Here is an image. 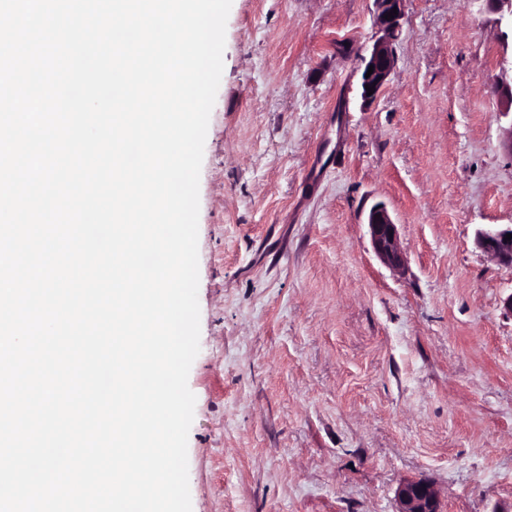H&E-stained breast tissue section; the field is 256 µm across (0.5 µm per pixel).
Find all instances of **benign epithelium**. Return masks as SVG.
Segmentation results:
<instances>
[{"label":"benign epithelium","mask_w":512,"mask_h":512,"mask_svg":"<svg viewBox=\"0 0 512 512\" xmlns=\"http://www.w3.org/2000/svg\"><path fill=\"white\" fill-rule=\"evenodd\" d=\"M376 13L374 25L379 36L375 39L369 53L361 57L359 95L362 104L369 106L380 96L395 65L393 42L402 30L404 0H374ZM487 6L499 15V20L512 30V0H483ZM397 9V15L390 20L384 15ZM373 73H368L369 67ZM375 91L367 95L366 86ZM366 224L374 251L387 266L399 269L404 265V257L398 240L397 224L389 211L381 204L374 205L368 212ZM512 225L499 228H481L476 234L477 245L499 262L512 267ZM399 510L397 512H440V503L436 491L422 479L410 480L398 490Z\"/></svg>","instance_id":"obj_1"}]
</instances>
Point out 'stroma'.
Returning a JSON list of instances; mask_svg holds the SVG:
<instances>
[{
  "mask_svg": "<svg viewBox=\"0 0 512 512\" xmlns=\"http://www.w3.org/2000/svg\"><path fill=\"white\" fill-rule=\"evenodd\" d=\"M362 108L374 0H232L199 183L192 512H512V42L481 0H406ZM384 204L403 269L365 223ZM506 234H512V225L505 228H481L476 234V243L484 252L512 267V238L504 240ZM397 512H440V503L433 487L422 479L410 480L398 490Z\"/></svg>",
  "mask_w": 512,
  "mask_h": 512,
  "instance_id": "obj_1",
  "label": "stroma"
}]
</instances>
